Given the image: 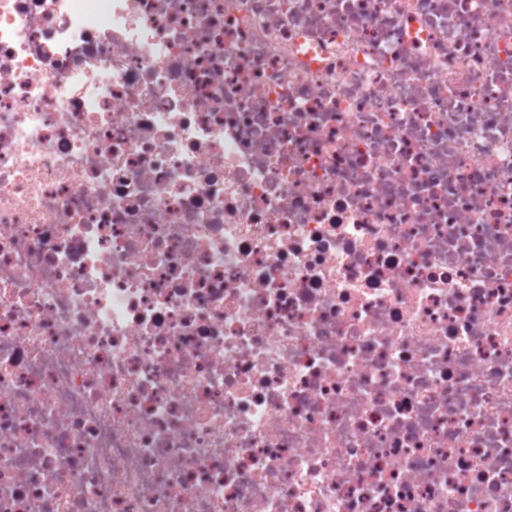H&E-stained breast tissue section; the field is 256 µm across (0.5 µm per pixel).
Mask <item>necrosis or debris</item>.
<instances>
[{
	"label": "necrosis or debris",
	"mask_w": 512,
	"mask_h": 512,
	"mask_svg": "<svg viewBox=\"0 0 512 512\" xmlns=\"http://www.w3.org/2000/svg\"><path fill=\"white\" fill-rule=\"evenodd\" d=\"M0 512H512V0H0Z\"/></svg>",
	"instance_id": "1"
}]
</instances>
